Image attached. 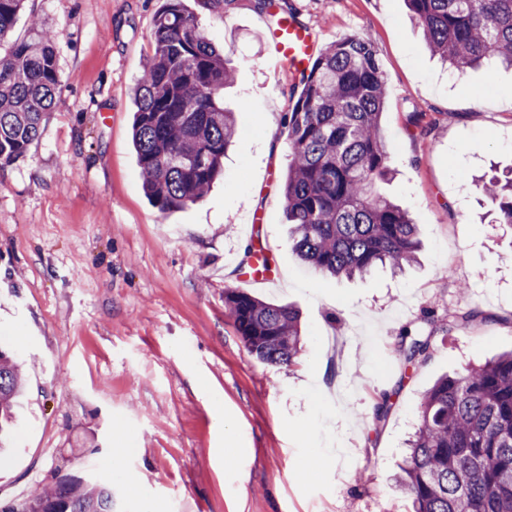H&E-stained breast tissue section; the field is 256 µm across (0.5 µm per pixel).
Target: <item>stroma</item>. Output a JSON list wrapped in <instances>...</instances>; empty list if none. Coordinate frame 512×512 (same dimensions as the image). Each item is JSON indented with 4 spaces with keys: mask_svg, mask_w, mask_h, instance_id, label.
Returning <instances> with one entry per match:
<instances>
[{
    "mask_svg": "<svg viewBox=\"0 0 512 512\" xmlns=\"http://www.w3.org/2000/svg\"><path fill=\"white\" fill-rule=\"evenodd\" d=\"M161 3L27 0L0 39L3 53L40 17L60 71L39 138L0 165V337L24 369L0 503L95 478L118 512H413L393 477L422 395L512 351V227L474 184L512 167V69L443 64L404 0H286L314 27L315 50L372 41L396 169L382 190L420 240L400 272L323 277L296 257L280 192L284 115L303 83L273 60L254 0L198 11L235 70L224 103L239 109L240 133L222 175L176 212L145 197L133 93ZM254 240L280 279L250 294L301 314L289 368L251 356L224 307ZM475 306L491 321L437 333L422 364L396 352L423 311Z\"/></svg>",
    "mask_w": 512,
    "mask_h": 512,
    "instance_id": "stroma-1",
    "label": "stroma"
}]
</instances>
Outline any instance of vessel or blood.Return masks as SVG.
<instances>
[{"mask_svg": "<svg viewBox=\"0 0 512 512\" xmlns=\"http://www.w3.org/2000/svg\"><path fill=\"white\" fill-rule=\"evenodd\" d=\"M269 14L267 28L277 59L293 73L307 72L315 38L313 28L291 14L279 13L274 7Z\"/></svg>", "mask_w": 512, "mask_h": 512, "instance_id": "vessel-or-blood-1", "label": "vessel or blood"}]
</instances>
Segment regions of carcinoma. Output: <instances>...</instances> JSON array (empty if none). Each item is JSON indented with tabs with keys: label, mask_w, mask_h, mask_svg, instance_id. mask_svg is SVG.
Segmentation results:
<instances>
[{
	"label": "carcinoma",
	"mask_w": 512,
	"mask_h": 512,
	"mask_svg": "<svg viewBox=\"0 0 512 512\" xmlns=\"http://www.w3.org/2000/svg\"><path fill=\"white\" fill-rule=\"evenodd\" d=\"M432 50L459 72L483 64L512 67V0H405ZM25 0H0V39ZM152 54L135 88L133 147L145 196L161 213L200 200L223 172L238 133L224 107L233 70L184 0H163L151 32ZM303 88L285 116L288 172L282 192L299 261L323 276L399 270L419 248L408 211L379 185L394 170L383 143L385 85L372 42L341 38L323 49L302 76ZM59 72L53 37L35 22L28 36L0 54V163L38 139L57 101ZM500 201L499 223L512 224V168L483 184ZM224 306L247 351L291 367L300 350L299 312L228 288ZM479 308L427 314L398 334L408 363L429 356L434 334L485 323ZM24 371L0 348V447L12 422ZM413 512H512V352L454 376L425 393L409 453L396 478ZM112 487L60 481L0 512H114Z\"/></svg>",
	"instance_id": "obj_1"
}]
</instances>
